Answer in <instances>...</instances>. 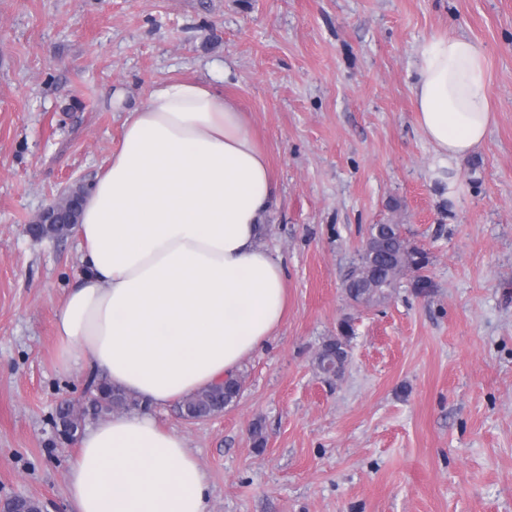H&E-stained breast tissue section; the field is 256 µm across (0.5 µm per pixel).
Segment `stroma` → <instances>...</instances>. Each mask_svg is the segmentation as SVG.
<instances>
[{
  "mask_svg": "<svg viewBox=\"0 0 512 512\" xmlns=\"http://www.w3.org/2000/svg\"><path fill=\"white\" fill-rule=\"evenodd\" d=\"M437 32L486 50L494 123L458 166L413 106L416 49ZM219 66L278 186L264 244L288 308L232 407L155 413L205 471L207 512H512V0H0V507L72 512L77 448L53 423L93 377L56 360L77 242L25 227L107 167L114 88L135 105ZM375 224L427 252L429 287L408 275L349 300ZM339 336L345 370L326 381L315 357Z\"/></svg>",
  "mask_w": 512,
  "mask_h": 512,
  "instance_id": "stroma-1",
  "label": "stroma"
}]
</instances>
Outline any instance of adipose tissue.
I'll return each mask as SVG.
<instances>
[{
	"label": "adipose tissue",
	"mask_w": 512,
	"mask_h": 512,
	"mask_svg": "<svg viewBox=\"0 0 512 512\" xmlns=\"http://www.w3.org/2000/svg\"><path fill=\"white\" fill-rule=\"evenodd\" d=\"M412 93L424 138L465 160L493 123L484 47L435 34L417 49ZM73 228L82 274L56 315L57 359L83 363L149 406L184 398L263 347L286 307L283 261L263 246L276 185L243 115L213 83L157 84ZM67 491L76 512H207L208 482L184 439L148 413L83 433Z\"/></svg>",
	"instance_id": "ef3b65f1"
}]
</instances>
